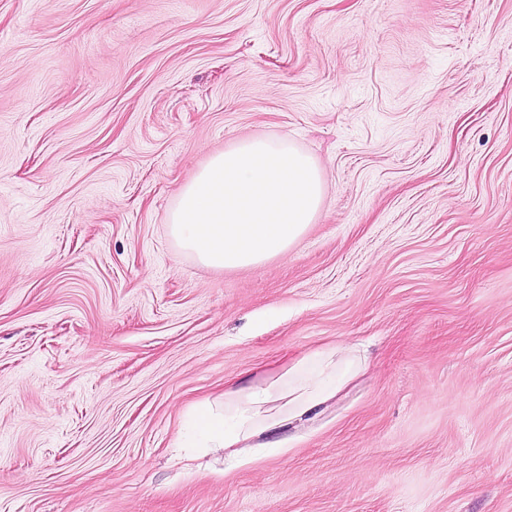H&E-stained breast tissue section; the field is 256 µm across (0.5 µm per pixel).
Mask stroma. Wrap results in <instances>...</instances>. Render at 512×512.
Segmentation results:
<instances>
[{
    "mask_svg": "<svg viewBox=\"0 0 512 512\" xmlns=\"http://www.w3.org/2000/svg\"><path fill=\"white\" fill-rule=\"evenodd\" d=\"M248 136L327 193L216 271L166 219ZM318 351L283 453L180 448ZM0 512H512V0H0Z\"/></svg>",
    "mask_w": 512,
    "mask_h": 512,
    "instance_id": "stroma-1",
    "label": "stroma"
}]
</instances>
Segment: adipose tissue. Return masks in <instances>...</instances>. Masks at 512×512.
Returning <instances> with one entry per match:
<instances>
[{
	"label": "adipose tissue",
	"mask_w": 512,
	"mask_h": 512,
	"mask_svg": "<svg viewBox=\"0 0 512 512\" xmlns=\"http://www.w3.org/2000/svg\"><path fill=\"white\" fill-rule=\"evenodd\" d=\"M334 352H317L261 387L231 383L222 405L199 407L185 420V447L220 450L228 466L241 462L245 448L278 451L273 433L334 397L344 383Z\"/></svg>",
	"instance_id": "adipose-tissue-1"
}]
</instances>
